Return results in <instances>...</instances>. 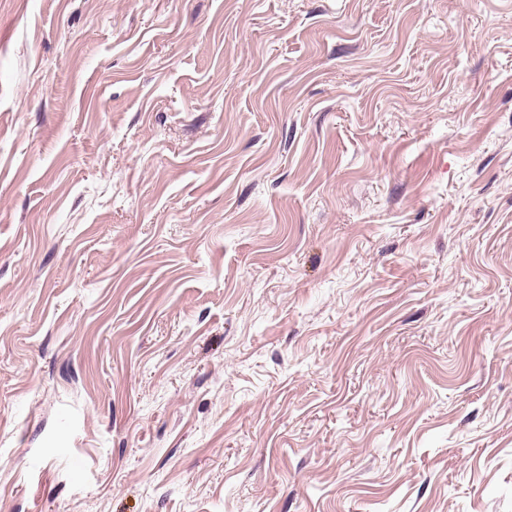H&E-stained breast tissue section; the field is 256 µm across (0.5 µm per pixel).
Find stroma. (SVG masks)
I'll return each mask as SVG.
<instances>
[{"label": "stroma", "mask_w": 512, "mask_h": 512, "mask_svg": "<svg viewBox=\"0 0 512 512\" xmlns=\"http://www.w3.org/2000/svg\"><path fill=\"white\" fill-rule=\"evenodd\" d=\"M0 512H512V0H0Z\"/></svg>", "instance_id": "stroma-1"}]
</instances>
